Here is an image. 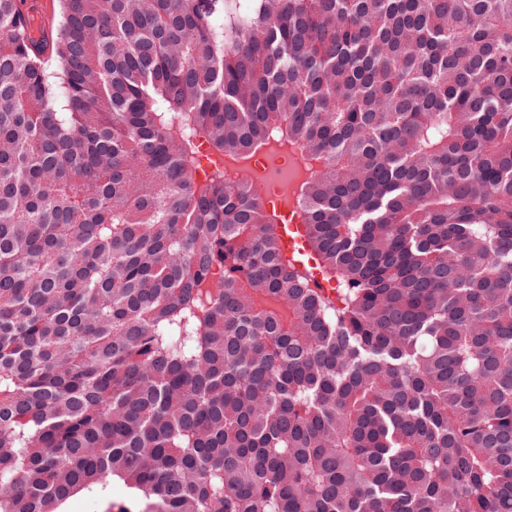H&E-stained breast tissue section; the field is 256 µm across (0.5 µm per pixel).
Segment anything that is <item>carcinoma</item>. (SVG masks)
Here are the masks:
<instances>
[{
    "mask_svg": "<svg viewBox=\"0 0 512 512\" xmlns=\"http://www.w3.org/2000/svg\"><path fill=\"white\" fill-rule=\"evenodd\" d=\"M282 137L327 289L197 186ZM79 496L512 512V0H0V512ZM27 1L42 2L41 5L35 7L34 11L29 14L34 19L38 29L49 31L55 27L59 11V0H24L22 2L24 9L27 7Z\"/></svg>",
    "mask_w": 512,
    "mask_h": 512,
    "instance_id": "obj_1",
    "label": "carcinoma"
}]
</instances>
